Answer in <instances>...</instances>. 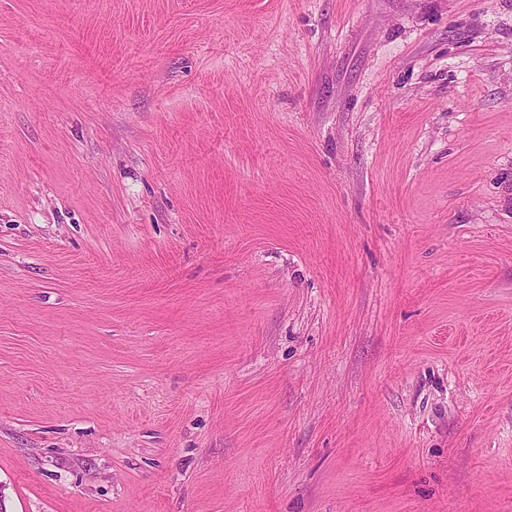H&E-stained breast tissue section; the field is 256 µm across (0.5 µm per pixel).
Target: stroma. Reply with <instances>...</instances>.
I'll return each instance as SVG.
<instances>
[{
    "mask_svg": "<svg viewBox=\"0 0 512 512\" xmlns=\"http://www.w3.org/2000/svg\"><path fill=\"white\" fill-rule=\"evenodd\" d=\"M7 512H512V0H0Z\"/></svg>",
    "mask_w": 512,
    "mask_h": 512,
    "instance_id": "stroma-1",
    "label": "stroma"
}]
</instances>
